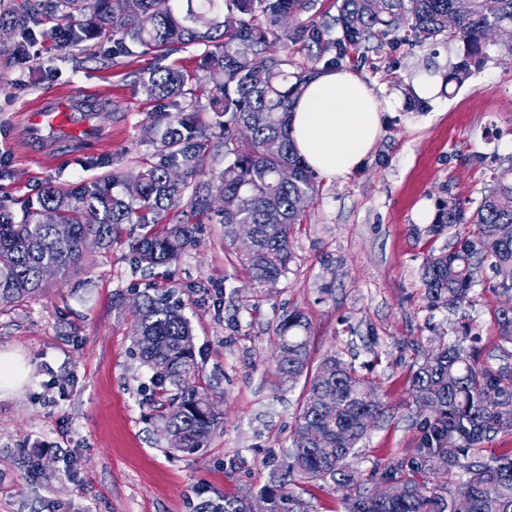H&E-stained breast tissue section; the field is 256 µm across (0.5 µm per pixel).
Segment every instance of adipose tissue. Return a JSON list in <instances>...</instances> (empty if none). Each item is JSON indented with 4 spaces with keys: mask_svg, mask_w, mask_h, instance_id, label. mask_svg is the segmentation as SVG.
I'll list each match as a JSON object with an SVG mask.
<instances>
[{
    "mask_svg": "<svg viewBox=\"0 0 512 512\" xmlns=\"http://www.w3.org/2000/svg\"><path fill=\"white\" fill-rule=\"evenodd\" d=\"M392 107V102H380L355 73L322 69L292 105L288 135L305 164L333 180L366 162Z\"/></svg>",
    "mask_w": 512,
    "mask_h": 512,
    "instance_id": "1",
    "label": "adipose tissue"
}]
</instances>
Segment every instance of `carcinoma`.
<instances>
[{
	"instance_id": "cac0c4a2",
	"label": "carcinoma",
	"mask_w": 512,
	"mask_h": 512,
	"mask_svg": "<svg viewBox=\"0 0 512 512\" xmlns=\"http://www.w3.org/2000/svg\"><path fill=\"white\" fill-rule=\"evenodd\" d=\"M315 5L316 0H23L0 10V59L8 66L25 62L40 37L70 48L106 36L112 39V62L148 57L138 84L158 107L159 134L153 161L132 181L112 174L66 191L49 185L19 215L0 203V297L18 302L37 295L49 283L45 266L59 279L68 277L88 249L111 243L124 224L143 230L131 243L138 266L151 270L170 263L195 245L196 225L216 200L224 236L236 237L238 224L253 225L246 250L252 278L260 286L275 284L288 272L290 229L301 223L317 193L316 175L288 135L290 106L314 68L288 70L292 61L276 44L302 42L323 58L399 26L420 43L444 35L463 45V59L450 76L461 84L471 65L483 59L490 35L512 29V0H338L336 39L328 38L329 26L313 20L292 28L283 23ZM234 14L231 25L226 16ZM79 16L89 17L90 25L77 22ZM189 46L202 48L199 70L218 105L208 125L196 120L197 98L187 76L165 64ZM216 128L224 139V169L218 172L208 168ZM272 209L281 223L266 222ZM172 211L183 212V219L167 224ZM59 224L69 226L68 237L57 234ZM460 224L471 231L426 258L421 277L430 306L452 312L472 301L485 262L495 270L512 268V157L474 209L450 195L427 232L437 237ZM138 299L137 354L153 372V387L169 394L160 418L176 442L167 452L194 454L220 421L198 381L190 322L170 294L146 290ZM496 323L498 349L507 356L512 306L498 310ZM307 332L303 312L282 316L277 369L283 385L304 380L293 434L310 430L316 440H292V449L272 465L259 491L269 512H308L296 488L317 481L343 491L344 512H512V450L483 455L498 435L512 434V362L493 366L484 350L468 344L464 325L454 340L419 350L421 362L410 378L421 417L418 435L413 447L383 467L380 483L401 490L388 498L369 490L349 463L384 406L372 383L340 354L328 353L311 369ZM439 471L458 475L466 497L431 483ZM250 500H204L195 512H249Z\"/></svg>"
}]
</instances>
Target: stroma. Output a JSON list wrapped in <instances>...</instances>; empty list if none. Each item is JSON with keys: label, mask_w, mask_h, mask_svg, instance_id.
I'll list each match as a JSON object with an SVG mask.
<instances>
[{"label": "stroma", "mask_w": 512, "mask_h": 512, "mask_svg": "<svg viewBox=\"0 0 512 512\" xmlns=\"http://www.w3.org/2000/svg\"><path fill=\"white\" fill-rule=\"evenodd\" d=\"M32 54L0 68V199L12 206L48 184L135 178L157 142L155 104L137 84L145 59L102 60L97 39L76 63L49 38ZM462 54L447 37L417 44L401 29L337 53V67L395 106L360 169L318 179L275 286L255 285L242 241L225 237L211 212L196 246L168 265L137 268L130 243L138 230L127 224L67 280L0 303V352L28 367L23 385L0 397V512H194L204 499L259 491L269 460L291 444L301 404L300 389L280 385L274 357L276 325L292 309L308 318L311 365L341 353L385 406L352 467L366 479L413 447L415 346L446 343L465 322L475 344L494 351L495 314L512 304L489 268L455 314L430 307L421 285L426 257L449 237L429 235L420 212L437 218L450 196L475 208L493 170L512 157V57L490 43L459 86L448 75ZM431 74L441 85L414 104L410 89ZM89 101L109 108L84 111ZM48 104L64 111L54 131L34 122ZM147 288L174 290L182 302L200 383L221 418L192 455L167 453L158 420L166 397L135 356V299Z\"/></svg>", "instance_id": "35a3bbf8"}]
</instances>
